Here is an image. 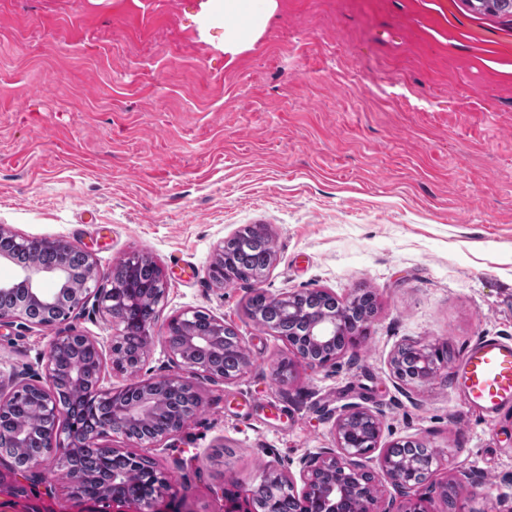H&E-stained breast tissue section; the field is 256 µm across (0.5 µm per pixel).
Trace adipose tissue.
<instances>
[{"mask_svg": "<svg viewBox=\"0 0 512 512\" xmlns=\"http://www.w3.org/2000/svg\"><path fill=\"white\" fill-rule=\"evenodd\" d=\"M277 7V0H206L202 15L210 21H225L224 51L234 55L263 31Z\"/></svg>", "mask_w": 512, "mask_h": 512, "instance_id": "1", "label": "adipose tissue"}]
</instances>
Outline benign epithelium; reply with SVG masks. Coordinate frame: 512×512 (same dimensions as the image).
Segmentation results:
<instances>
[{
  "instance_id": "7a95c632",
  "label": "benign epithelium",
  "mask_w": 512,
  "mask_h": 512,
  "mask_svg": "<svg viewBox=\"0 0 512 512\" xmlns=\"http://www.w3.org/2000/svg\"><path fill=\"white\" fill-rule=\"evenodd\" d=\"M24 245L36 243L42 248H54L59 253L58 259L51 264L30 263L21 267L18 282L0 283V296L13 294L16 284L25 288V296L8 306L0 305V328H11L20 323L29 328H43L54 325L58 327L56 336L49 341L44 360L46 383L31 380L24 372H13L9 379H0V414L9 410L13 397L24 390L39 395V415L44 420L43 429L35 431L30 427H21L15 431L0 435V443L23 451L37 441L38 451L27 456L23 467H12L8 474L0 472V485L8 483L15 493L27 492V485L42 480L43 472L49 462L61 469L68 468V461L79 448H100L106 453L124 455L128 468L112 473L111 482L97 488L93 493L85 491L92 481L88 473L71 477L67 489L71 498L79 502H112L135 506L134 512H172L168 506H162L170 489L167 475L157 469L149 460L121 448H112L100 443V440L112 433H120L127 439L139 442L147 439L158 441L176 435L184 427L190 415L172 417L168 427L161 433L149 438L136 431L142 422L158 407L159 394L177 388H189L181 375L171 374L153 381H132L121 389L104 390L100 379L86 384L83 380V368L78 363L72 364L64 374L60 373L59 359L77 341L93 347L97 346L92 338L78 333L73 327L64 329L60 325L82 315L89 301H94L95 310L110 325L114 339H119L127 332L125 324L126 302L128 296L125 288L120 286L118 274L128 270L135 262L131 258L119 262L112 271V287L102 288L98 284L96 264L88 253H83L85 263L82 269H75L70 257L77 248L61 239H37L18 236ZM224 256V244H219L216 257L209 265V278L217 285H224L227 271L220 268ZM50 280L52 288L41 287V282ZM194 311L183 312L171 318L163 326V339L171 355L172 364L179 370H190L210 380L230 379V376L216 371L204 360V356L224 340V320L211 317L212 331L207 336H198L193 332ZM177 325L181 328V342L173 344L169 340L170 329ZM343 322L340 319L325 317L320 319L309 336L315 345L310 352L291 343L295 358L309 367H325L343 350L334 349L336 339L348 345L352 337L342 335ZM64 382L90 402L106 401L111 404V414L102 421L94 431L86 432L70 425L67 406L56 394V384ZM337 450L324 449L316 455L306 456L300 460L299 477L303 483L301 490H296V481L287 471L272 468L264 471L258 483L245 490L247 498H254L255 491L266 485H274L283 492L295 497L301 505V512H374L371 506L378 502V488L374 477L361 471L357 458L365 449L378 446L381 438V425L371 410L351 405L346 408L335 424ZM399 447L393 443L382 450L380 465L382 471L401 489L404 496L402 505L392 504L380 512H428L426 503L431 495H443L448 484H433L428 479H416L409 467L396 460L391 449ZM144 471L151 494L139 499L123 492V485L128 476L137 471Z\"/></svg>"
}]
</instances>
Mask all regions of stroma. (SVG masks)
I'll return each instance as SVG.
<instances>
[{
    "instance_id": "1",
    "label": "stroma",
    "mask_w": 512,
    "mask_h": 512,
    "mask_svg": "<svg viewBox=\"0 0 512 512\" xmlns=\"http://www.w3.org/2000/svg\"><path fill=\"white\" fill-rule=\"evenodd\" d=\"M201 0H0V225L89 252L99 283L150 257L167 280L159 321L223 318L251 358L236 380L192 382L200 410L133 450L168 474L183 512H224L264 468L298 473L335 445L350 405L382 445L432 448L451 500L430 512H512V409L486 416L450 370L480 337L512 339V15L469 0H278L247 49L225 54ZM267 225L260 282L216 287L218 244ZM279 297L365 289L360 345L275 378L288 343L248 313ZM103 347L100 385L170 373L154 339L137 375L117 366L93 310L75 322ZM51 328L0 330V377L44 375ZM438 350L407 384L404 344ZM57 470L0 512H81Z\"/></svg>"
}]
</instances>
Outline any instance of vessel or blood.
Here are the masks:
<instances>
[{"label":"vessel or blood","mask_w":512,"mask_h":512,"mask_svg":"<svg viewBox=\"0 0 512 512\" xmlns=\"http://www.w3.org/2000/svg\"><path fill=\"white\" fill-rule=\"evenodd\" d=\"M454 374L472 408L491 415L512 406V340L498 336L478 340Z\"/></svg>","instance_id":"vessel-or-blood-1"}]
</instances>
